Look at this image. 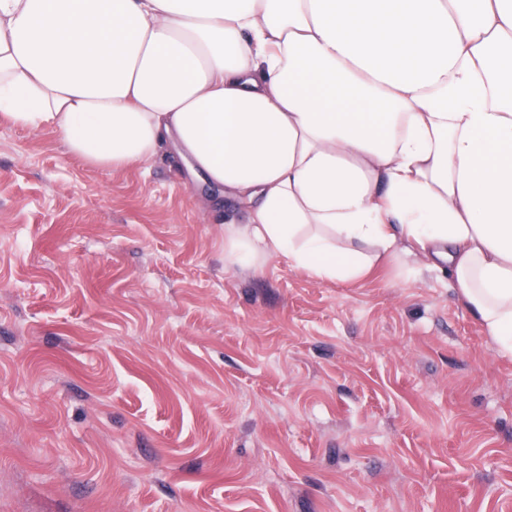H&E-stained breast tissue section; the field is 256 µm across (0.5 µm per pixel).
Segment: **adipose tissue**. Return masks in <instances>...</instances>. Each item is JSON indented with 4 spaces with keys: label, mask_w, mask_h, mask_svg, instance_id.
Wrapping results in <instances>:
<instances>
[{
    "label": "adipose tissue",
    "mask_w": 512,
    "mask_h": 512,
    "mask_svg": "<svg viewBox=\"0 0 512 512\" xmlns=\"http://www.w3.org/2000/svg\"><path fill=\"white\" fill-rule=\"evenodd\" d=\"M0 115L247 202L224 265L415 257L512 357V0H0Z\"/></svg>",
    "instance_id": "1"
}]
</instances>
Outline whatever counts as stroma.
<instances>
[{
	"mask_svg": "<svg viewBox=\"0 0 512 512\" xmlns=\"http://www.w3.org/2000/svg\"><path fill=\"white\" fill-rule=\"evenodd\" d=\"M167 149L0 117V512H512V360L448 276L224 266Z\"/></svg>",
	"mask_w": 512,
	"mask_h": 512,
	"instance_id": "35a3bbf8",
	"label": "stroma"
}]
</instances>
